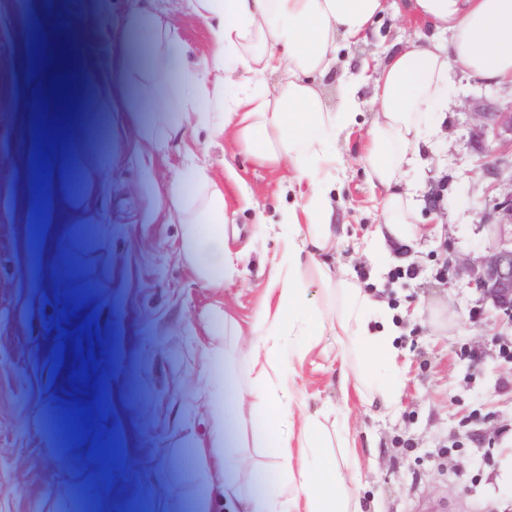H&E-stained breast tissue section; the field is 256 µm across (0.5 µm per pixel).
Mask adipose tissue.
Segmentation results:
<instances>
[{"label": "adipose tissue", "instance_id": "adipose-tissue-1", "mask_svg": "<svg viewBox=\"0 0 512 512\" xmlns=\"http://www.w3.org/2000/svg\"><path fill=\"white\" fill-rule=\"evenodd\" d=\"M178 7L209 24L210 67L190 64L168 14H132L117 34L129 48L137 46L140 33L150 37L140 65L123 77L142 90V140L161 144L189 127L206 128L217 139L232 136L256 163L287 168L289 187L304 199L283 213L288 245L272 277L278 302L256 317L258 325H276L296 337L294 356L286 360L264 342L251 344V383L237 392V420L217 417L212 429L213 442L231 448L240 424L260 423L255 443L277 461L272 491L237 498L234 512H363L359 498L345 493L347 474L328 452L331 438L322 412H296L289 382L295 358L318 346L328 331L355 352L371 395L387 409L397 402L396 390L376 380L379 364L395 356V325L380 301L322 260L337 242L332 174L338 157L328 144L354 124L360 80L340 85L339 107L333 110L313 78L335 66L340 41L358 43L387 12L418 29L417 39L374 64V118L361 156L369 181L384 193L388 234L398 241L414 239L420 233L418 188L402 183L417 162L413 149L427 133L432 113L445 106L455 75L494 86L512 83V0H179ZM73 29L71 18L52 21L45 60L29 71L22 91L24 106L45 109L61 92L57 75L77 68L121 105L110 75L86 55ZM75 162L87 170L95 165L89 154L75 161L51 155V174L41 193L30 194L26 219L54 226L70 211L62 175ZM165 204L182 226L181 251L195 275L215 288L232 280L238 269L224 242L223 185L190 161L171 178ZM311 281L337 306L330 330L321 326L322 308L308 301ZM375 315L382 323L377 330L370 327Z\"/></svg>", "mask_w": 512, "mask_h": 512}]
</instances>
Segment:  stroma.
Returning a JSON list of instances; mask_svg holds the SVG:
<instances>
[{
  "label": "stroma",
  "mask_w": 512,
  "mask_h": 512,
  "mask_svg": "<svg viewBox=\"0 0 512 512\" xmlns=\"http://www.w3.org/2000/svg\"><path fill=\"white\" fill-rule=\"evenodd\" d=\"M72 2L77 36L117 80L138 60L115 46L113 28L133 9L166 5L105 0L97 11L90 0ZM36 8L37 0H0V512H198L211 494L205 476L218 465L240 495L259 491L274 462L267 449L212 444L211 429L215 413L231 412L235 387L248 382L251 325L277 301L271 269L287 244L281 213L297 196L280 193L279 173L256 165L232 140L189 128L158 149L104 105L89 125L108 117L109 146L82 141L99 170L94 179L79 173L74 215L54 230L25 224L14 154L32 55L15 18ZM174 25L191 61L209 65L208 23L180 12ZM413 33L400 17L383 16L365 42L341 48L321 85L334 93L374 51L393 50ZM359 95L357 126L335 142L341 164L333 196L345 238L325 261L387 300L399 327L398 357L380 378L396 387L398 401L387 412L343 391V350L327 336L296 364L303 407L327 410L331 432L349 415L350 445L333 452L338 461H358L350 491L364 512H512V328L499 324L468 274L486 254L504 194L480 163L512 164L511 151L477 143L473 113L481 105L511 108L512 90L463 81L449 87L448 108L434 113L420 163L405 176L421 182L417 221L435 232L377 251L365 244L380 221L382 193L361 163L370 84ZM191 159L224 186L227 245L239 274L221 288L192 272L181 227L163 202L169 179ZM217 304L224 324L206 329L200 315ZM67 307L73 315H64ZM88 319L99 327L97 369L80 388L71 377L80 365L75 332ZM218 343L231 378L215 391L200 369L205 347ZM99 384L104 392H96ZM96 397L103 416L75 440L66 412ZM97 441L105 455H92ZM243 455L249 468L237 466Z\"/></svg>",
  "instance_id": "35a3bbf8"
}]
</instances>
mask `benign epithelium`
<instances>
[{"label": "benign epithelium", "instance_id": "1", "mask_svg": "<svg viewBox=\"0 0 512 512\" xmlns=\"http://www.w3.org/2000/svg\"><path fill=\"white\" fill-rule=\"evenodd\" d=\"M478 141L487 136L512 150V111L476 112ZM499 221L492 225V243L480 265L470 270L473 285L512 326V191L497 204Z\"/></svg>", "mask_w": 512, "mask_h": 512}]
</instances>
